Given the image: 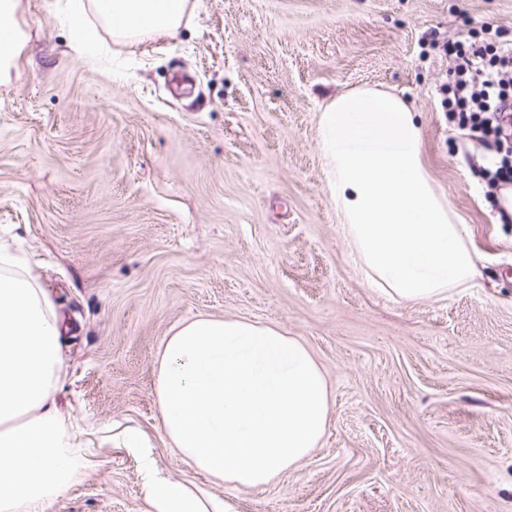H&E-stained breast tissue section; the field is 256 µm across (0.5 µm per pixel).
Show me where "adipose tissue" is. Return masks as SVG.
<instances>
[{
  "instance_id": "1",
  "label": "adipose tissue",
  "mask_w": 512,
  "mask_h": 512,
  "mask_svg": "<svg viewBox=\"0 0 512 512\" xmlns=\"http://www.w3.org/2000/svg\"><path fill=\"white\" fill-rule=\"evenodd\" d=\"M190 0H75L73 49L87 16L114 41L173 39ZM18 0H0V82L25 46ZM318 147L346 238L370 284L404 301L469 287L476 262L463 226L422 162L420 123L397 94L365 86L319 110ZM0 250V512H47L78 475L76 437L55 401L62 377L51 296ZM161 429L208 476L254 489L306 458L328 422L324 374L299 338L248 320L199 317L161 347ZM154 512H222L183 484L148 478Z\"/></svg>"
}]
</instances>
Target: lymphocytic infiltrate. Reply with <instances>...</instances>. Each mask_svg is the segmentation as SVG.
I'll list each match as a JSON object with an SVG mask.
<instances>
[{"mask_svg":"<svg viewBox=\"0 0 512 512\" xmlns=\"http://www.w3.org/2000/svg\"><path fill=\"white\" fill-rule=\"evenodd\" d=\"M440 49L453 72L440 87L441 108L470 143L492 148L484 174L485 196L493 198L500 182H512V44L482 48L448 40Z\"/></svg>","mask_w":512,"mask_h":512,"instance_id":"obj_1","label":"lymphocytic infiltrate"}]
</instances>
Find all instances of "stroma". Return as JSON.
Masks as SVG:
<instances>
[{
  "instance_id": "obj_1",
  "label": "stroma",
  "mask_w": 512,
  "mask_h": 512,
  "mask_svg": "<svg viewBox=\"0 0 512 512\" xmlns=\"http://www.w3.org/2000/svg\"><path fill=\"white\" fill-rule=\"evenodd\" d=\"M55 0H19L27 41L0 84V247L64 323L57 404L80 473L49 512H151L143 468L227 512H512V219L486 151L438 108L431 39L512 43V0H190L173 40L74 54ZM361 86L406 98L422 162L465 227L468 288H372L343 236L318 111ZM200 316L298 337L322 368L312 453L246 491L171 448L159 347Z\"/></svg>"
}]
</instances>
